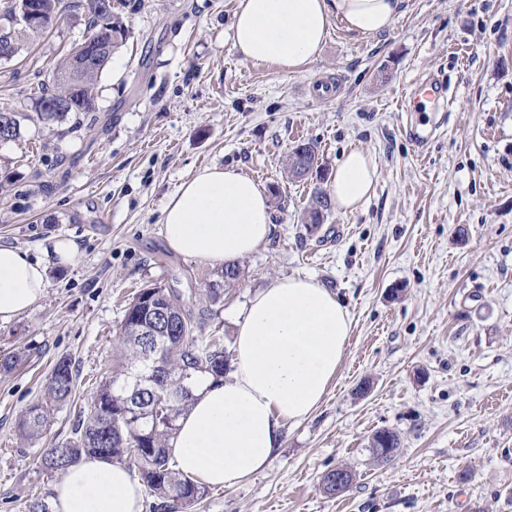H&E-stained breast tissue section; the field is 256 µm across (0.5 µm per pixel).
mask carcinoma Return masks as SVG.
Here are the masks:
<instances>
[{
  "mask_svg": "<svg viewBox=\"0 0 512 512\" xmlns=\"http://www.w3.org/2000/svg\"><path fill=\"white\" fill-rule=\"evenodd\" d=\"M62 0H36L38 9L46 22L55 20ZM97 0H79L77 7L85 14V30L80 41L75 43L52 71L48 81L38 85L32 93L31 112H0V129L15 141L28 122L54 125L65 121L70 114L80 115L93 111L97 100V82L109 66L113 55L124 45L128 27L119 14L101 12ZM21 0L5 9L4 20L0 23V43H19L22 33L44 34L50 27L38 24L19 25L16 21ZM93 37L109 50L97 56L93 68L75 76L74 81H60L57 75L66 74L75 67V62L86 53V41ZM48 101L58 103L59 110L48 112ZM328 198L319 193L314 206L308 211L311 225L321 224L319 212L330 209ZM239 265L226 264L219 274L221 287L209 284L208 297L213 303L224 300V289L233 286L241 278ZM151 294L152 304L173 313L170 334L167 340V361L173 374L162 375L155 388L167 399L161 404V412L154 411L152 397H139L138 404L125 403L131 391L124 390L131 377L123 370L142 366L141 355L145 348L142 332L150 328V314L145 294ZM121 347L120 357L113 365L112 373L105 378L91 397L87 412L82 414L73 429V436L46 449L37 459L39 467L48 473H64L69 467L89 455H99L121 464L128 469L138 470L139 478L148 497L151 498V512H175L177 509L194 507L205 495L203 487L192 478L179 473L173 466L168 452L169 442L176 431L179 416L188 408L193 396L180 395L179 372L189 369L191 375L208 374L217 380L224 378L230 369V353L224 349V337L203 335L201 321L194 318L180 297L166 288L147 286L139 290L129 303L118 332ZM75 394V375L68 359L57 361L48 385V400L59 404L68 402ZM47 410L41 404L28 408L21 416L18 427L30 438L42 434L47 424ZM386 442L372 449L377 460H390L400 448L399 436L384 430Z\"/></svg>",
  "mask_w": 512,
  "mask_h": 512,
  "instance_id": "1",
  "label": "carcinoma"
}]
</instances>
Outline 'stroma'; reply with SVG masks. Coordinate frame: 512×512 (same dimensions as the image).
<instances>
[{"instance_id":"stroma-1","label":"stroma","mask_w":512,"mask_h":512,"mask_svg":"<svg viewBox=\"0 0 512 512\" xmlns=\"http://www.w3.org/2000/svg\"><path fill=\"white\" fill-rule=\"evenodd\" d=\"M74 2L0 60V110H25L81 38ZM237 3L112 0L130 33L98 81L94 120L30 123L0 146V244L34 256L59 236L76 245L43 298L0 323V360L19 357L0 370V512L48 498L58 477L36 461L71 437L108 376L139 289L174 288L229 348L251 292L296 275L353 316L340 371L263 470L207 488L192 512H512V0H403L381 34L333 24L296 73L235 54ZM429 80L449 107L409 97ZM300 142L326 173L351 148L370 152V200L308 229L303 213L326 181L288 175ZM214 164L259 183L273 210L268 242L240 259V281L215 306L217 266L170 252L161 224L168 196ZM63 357L76 397L27 440L18 420ZM384 428L401 447L380 463L369 446ZM339 466L355 480L326 494L322 478Z\"/></svg>"}]
</instances>
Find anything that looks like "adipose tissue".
I'll return each instance as SVG.
<instances>
[{
	"label": "adipose tissue",
	"mask_w": 512,
	"mask_h": 512,
	"mask_svg": "<svg viewBox=\"0 0 512 512\" xmlns=\"http://www.w3.org/2000/svg\"><path fill=\"white\" fill-rule=\"evenodd\" d=\"M402 0H239L232 48L242 60L298 72L318 56L333 22L371 36L390 30ZM378 168L363 149L345 153L327 193L355 211L371 197ZM167 248L208 263H232L266 243L273 224L266 192L230 167L201 169L162 211ZM75 246L54 240L50 259L0 244V323L43 296L50 265L70 264ZM353 320L336 294L314 280L273 277L254 292L238 322L233 370L202 377L170 442L177 469L207 486L233 487L261 470L283 445L285 423L307 419L342 364ZM52 512H142L128 469L86 457L53 487Z\"/></svg>",
	"instance_id": "obj_1"
}]
</instances>
